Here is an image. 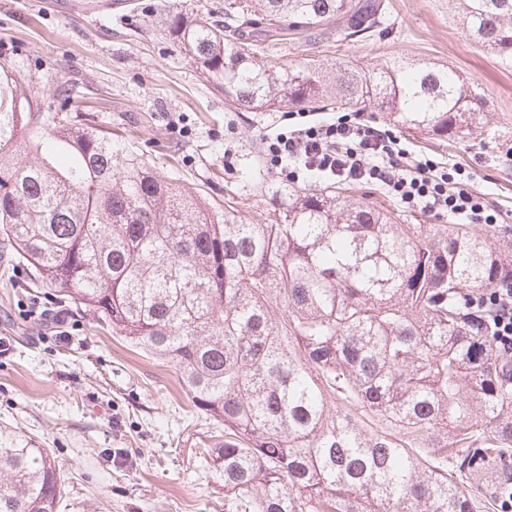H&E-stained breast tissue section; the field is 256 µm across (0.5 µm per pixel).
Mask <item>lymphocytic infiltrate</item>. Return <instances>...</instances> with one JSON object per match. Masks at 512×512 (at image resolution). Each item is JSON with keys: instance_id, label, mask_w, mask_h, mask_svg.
Here are the masks:
<instances>
[{"instance_id": "obj_1", "label": "lymphocytic infiltrate", "mask_w": 512, "mask_h": 512, "mask_svg": "<svg viewBox=\"0 0 512 512\" xmlns=\"http://www.w3.org/2000/svg\"><path fill=\"white\" fill-rule=\"evenodd\" d=\"M266 157L292 181H370L411 208L467 224L499 219L485 197L469 189L462 168L419 158L392 131L346 115L331 122L300 123L277 134L266 146Z\"/></svg>"}]
</instances>
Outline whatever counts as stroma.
Listing matches in <instances>:
<instances>
[{
  "label": "stroma",
  "mask_w": 512,
  "mask_h": 512,
  "mask_svg": "<svg viewBox=\"0 0 512 512\" xmlns=\"http://www.w3.org/2000/svg\"><path fill=\"white\" fill-rule=\"evenodd\" d=\"M374 40L335 45L298 34L266 42L280 67L309 61L372 68L393 56L446 66L486 100L481 133L455 145L395 127L380 112L357 120L394 129L416 155L472 172L471 189L512 230V66L469 40L448 0H387ZM223 13L224 0H0V58L30 73L43 107L61 110L76 85L89 126L132 130L140 155L205 201H254L250 221L279 207L265 138L288 128L286 111L232 112L224 95L163 30V6ZM11 247L0 241V445L51 449L65 479L64 512H224V476L206 445L224 427L191 411L177 372L103 329L90 310L71 312L61 342L25 310L50 304Z\"/></svg>",
  "instance_id": "35a3bbf8"
}]
</instances>
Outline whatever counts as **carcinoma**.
<instances>
[{
  "mask_svg": "<svg viewBox=\"0 0 512 512\" xmlns=\"http://www.w3.org/2000/svg\"><path fill=\"white\" fill-rule=\"evenodd\" d=\"M462 32L512 65V0H450ZM384 0H224L160 22L239 112H384L455 143L486 102L448 69L275 70L267 38L367 42ZM31 76L0 62V233L58 293L171 364L194 411L224 424L208 450L228 512H503L512 478V356L488 329L512 283L492 225L401 224L342 182L288 184L262 222L210 206L110 131L48 114ZM46 448L0 447V512H56Z\"/></svg>",
  "mask_w": 512,
  "mask_h": 512,
  "instance_id": "obj_1",
  "label": "carcinoma"
}]
</instances>
